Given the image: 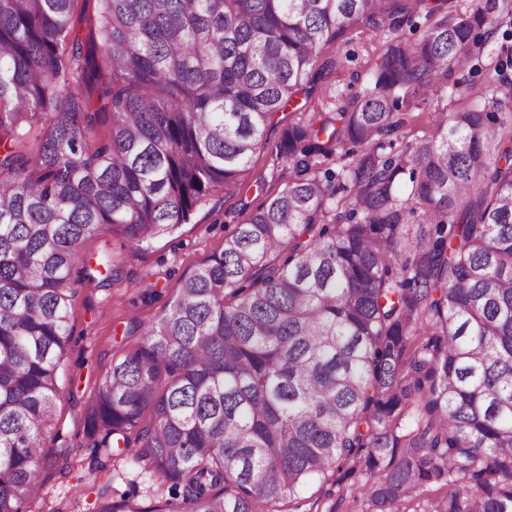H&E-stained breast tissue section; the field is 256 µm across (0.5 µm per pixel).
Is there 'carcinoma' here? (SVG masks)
<instances>
[{
    "mask_svg": "<svg viewBox=\"0 0 512 512\" xmlns=\"http://www.w3.org/2000/svg\"><path fill=\"white\" fill-rule=\"evenodd\" d=\"M86 2L0 0V512L39 495L82 243L188 223L294 102L279 153L308 177L86 408L93 451L170 500L98 512H336L338 472L366 512L432 487L417 512H512V0ZM353 32L385 38L371 71L313 99ZM429 93L453 111L389 140Z\"/></svg>",
    "mask_w": 512,
    "mask_h": 512,
    "instance_id": "obj_1",
    "label": "carcinoma"
}]
</instances>
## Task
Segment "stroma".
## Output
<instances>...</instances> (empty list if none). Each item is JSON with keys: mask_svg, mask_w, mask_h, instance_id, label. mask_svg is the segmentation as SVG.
<instances>
[{"mask_svg": "<svg viewBox=\"0 0 512 512\" xmlns=\"http://www.w3.org/2000/svg\"><path fill=\"white\" fill-rule=\"evenodd\" d=\"M378 48V43L358 37L343 40L339 50L350 59L344 69L322 77L316 87L317 97L349 93L351 75L367 76ZM298 118L291 110L277 113L236 190L212 196L174 233L138 250L109 235L82 244L81 259L94 266L103 257H110L118 266V279L106 287L83 280L75 283L72 343L57 404L60 436L44 440L54 454L41 471L44 493L28 503L29 512H98L102 504L124 496L135 498L143 508L157 505L165 487L144 465L111 459L104 467H97L84 434L88 401L113 363L139 342V335L128 332L131 322L156 321L175 300L181 280L220 252L225 237L283 189L292 171L278 158L276 147L284 130Z\"/></svg>", "mask_w": 512, "mask_h": 512, "instance_id": "1", "label": "stroma"}]
</instances>
